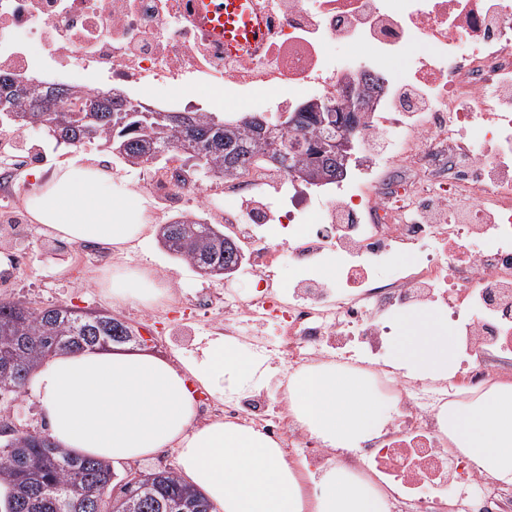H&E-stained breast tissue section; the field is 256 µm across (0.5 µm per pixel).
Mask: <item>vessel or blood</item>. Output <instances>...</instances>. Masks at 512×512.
I'll return each instance as SVG.
<instances>
[{"instance_id":"1","label":"vessel or blood","mask_w":512,"mask_h":512,"mask_svg":"<svg viewBox=\"0 0 512 512\" xmlns=\"http://www.w3.org/2000/svg\"><path fill=\"white\" fill-rule=\"evenodd\" d=\"M194 7L230 51L257 48L266 39L265 23L252 0H195Z\"/></svg>"}]
</instances>
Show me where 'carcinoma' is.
I'll return each instance as SVG.
<instances>
[{
	"label": "carcinoma",
	"instance_id": "1",
	"mask_svg": "<svg viewBox=\"0 0 512 512\" xmlns=\"http://www.w3.org/2000/svg\"><path fill=\"white\" fill-rule=\"evenodd\" d=\"M58 89L41 95L14 83L7 92L11 115L0 112V122L14 128L39 125L58 145L80 147L88 143L112 150L130 167L158 164L173 152L215 178L238 176L247 166L267 163L279 156L278 167L295 169L307 182L330 171L341 173L343 156L325 154L316 161L303 159L299 140L334 141L339 129L318 125L313 113L290 112L267 136L255 134L245 120L225 119L217 112H139L113 99L89 113L86 125L95 131L86 139L82 126L66 112L52 116L43 105ZM162 246L191 267L224 269L232 247L224 230L194 216H181L160 225ZM106 311L81 312L65 304L37 306L31 302L0 300V395H17L30 374L45 360L62 353L108 346L116 335H136ZM114 471L104 460L59 448L46 432L16 433L0 440V512H215L212 503L188 488L171 472H147L143 479L122 486L123 496L112 497Z\"/></svg>",
	"mask_w": 512,
	"mask_h": 512
}]
</instances>
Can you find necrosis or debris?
<instances>
[{"mask_svg":"<svg viewBox=\"0 0 512 512\" xmlns=\"http://www.w3.org/2000/svg\"><path fill=\"white\" fill-rule=\"evenodd\" d=\"M267 39L228 54L194 15L192 0H0V74L40 91L68 81L124 96L139 110L191 106L207 112L216 93L247 113L280 116L307 100L335 105L344 79L375 76L380 87L357 141L366 162L334 192L296 185L262 165L198 188L180 154L140 168L147 217L159 206H199L249 252L242 275L265 283L243 300L171 292L165 312L215 314L224 333L277 327L255 348L296 371L315 362L381 374L394 311L446 305L465 348L463 376L448 381L382 377L400 412L386 433L339 457L297 425L285 397L204 399L202 413L249 425L279 442L287 459L322 467L345 459L376 480L392 512H489L512 492L448 448L437 415L451 395L492 379L484 353H512V0H257ZM166 89L158 98V89ZM423 171L392 185L375 150ZM410 249L414 262L379 271ZM299 274L281 295L269 286L284 258ZM332 275H324V266ZM482 313L472 320L470 309Z\"/></svg>","mask_w":512,"mask_h":512,"instance_id":"4bbe7bcc","label":"necrosis or debris"}]
</instances>
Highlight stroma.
I'll list each match as a JSON object with an SVG mask.
<instances>
[{
  "instance_id": "1",
  "label": "stroma",
  "mask_w": 512,
  "mask_h": 512,
  "mask_svg": "<svg viewBox=\"0 0 512 512\" xmlns=\"http://www.w3.org/2000/svg\"><path fill=\"white\" fill-rule=\"evenodd\" d=\"M8 154L15 163L16 184L28 190L35 185L34 169L48 174L58 164L76 157L91 164L107 161L115 178L133 183L138 180L137 169L124 165L112 153L94 145L79 148L56 145L45 129L37 126L28 129L23 143L14 145ZM80 252L87 254L86 262L77 261L76 255ZM0 258L9 264L8 269L0 270V298L42 306L66 304L82 311L104 310L119 315L130 325L154 336L156 342L151 350L160 356L178 352L191 357L200 337L223 333L224 327L207 319L188 320L160 312L152 319H145L142 311L151 307V300L130 298L113 304L106 289L100 287V280L149 266L160 281L176 285L185 293L204 289L219 294L228 288L246 299L257 292L255 280L249 277L208 279L199 276L192 267L164 250L153 237L142 245L121 251L93 244L68 246L35 224L28 233L19 236L0 234Z\"/></svg>"
}]
</instances>
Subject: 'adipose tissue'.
<instances>
[{
	"mask_svg": "<svg viewBox=\"0 0 512 512\" xmlns=\"http://www.w3.org/2000/svg\"><path fill=\"white\" fill-rule=\"evenodd\" d=\"M26 206L34 222L73 244L121 249L149 230L139 193L94 164L60 165ZM461 353L446 313L423 307L398 316L387 365L411 378L449 380ZM271 382L285 390L290 414L310 438L344 454L380 437L392 418L391 401L363 367L322 362L277 376L248 347L221 336L205 337L199 355L177 364L120 345L58 355L33 373L27 388L61 447L116 467L176 449L185 480L218 512H389L388 494L345 463L304 472L253 427L197 423L195 391L220 400ZM438 424L453 451L512 487V381L449 400Z\"/></svg>",
	"mask_w": 512,
	"mask_h": 512,
	"instance_id": "ef3b65f1",
	"label": "adipose tissue"
}]
</instances>
